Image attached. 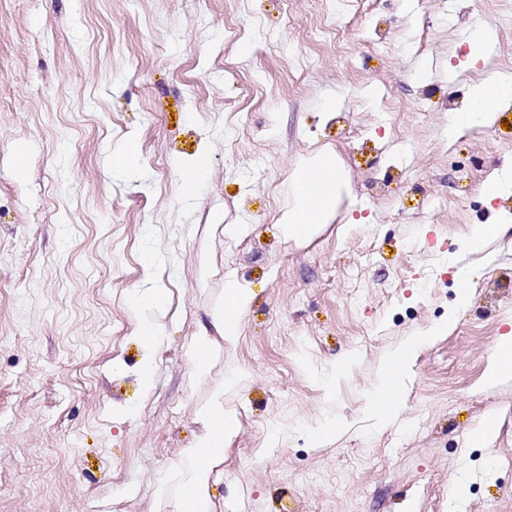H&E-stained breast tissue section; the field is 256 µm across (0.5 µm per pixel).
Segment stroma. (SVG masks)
Wrapping results in <instances>:
<instances>
[{"instance_id":"stroma-1","label":"stroma","mask_w":512,"mask_h":512,"mask_svg":"<svg viewBox=\"0 0 512 512\" xmlns=\"http://www.w3.org/2000/svg\"><path fill=\"white\" fill-rule=\"evenodd\" d=\"M419 18L432 52L408 46ZM318 21L308 0H0V512H174L157 488L177 484L228 376L238 429L212 512H448L463 468L460 512H512V381L482 382L512 331V233L463 308L455 277L471 225H512L488 195L512 177V114L451 139L442 99L468 106L475 70L512 83V21L484 0H381L340 47ZM477 24L493 47L473 66ZM380 29L396 35L386 54ZM303 55L315 66L299 74ZM388 97L417 120L385 117ZM130 138L136 161L113 167ZM322 148L351 191L318 235L284 241L297 163ZM228 279L252 293L230 342L212 319ZM451 314L411 366L401 424L372 427L381 355ZM489 412L494 441L471 445ZM331 419L338 438L311 443ZM365 440L371 459H355Z\"/></svg>"}]
</instances>
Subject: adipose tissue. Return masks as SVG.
I'll list each match as a JSON object with an SVG mask.
<instances>
[{
  "label": "adipose tissue",
  "instance_id": "1",
  "mask_svg": "<svg viewBox=\"0 0 512 512\" xmlns=\"http://www.w3.org/2000/svg\"><path fill=\"white\" fill-rule=\"evenodd\" d=\"M345 187V176L334 154L319 152L306 159L294 185L292 206L281 226L285 239L300 244L313 237L321 224L334 215ZM454 326L451 319L437 323L425 332L400 338L385 351L364 407L373 426L382 428L392 423L400 412V394L409 365L424 347ZM201 414L207 432L185 451L187 463L182 473L178 512H212L210 472L223 462L224 437L236 426V417L225 408L222 393H215Z\"/></svg>",
  "mask_w": 512,
  "mask_h": 512
}]
</instances>
